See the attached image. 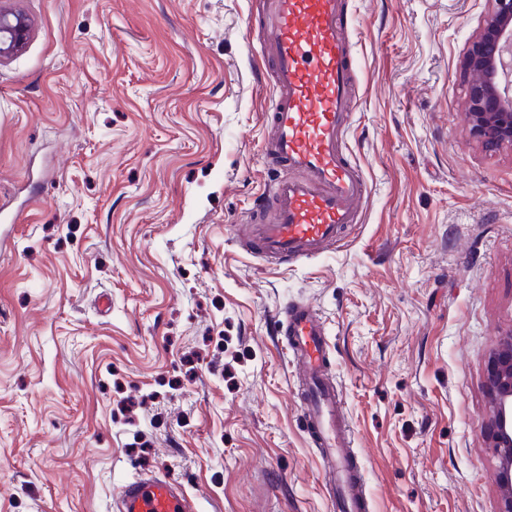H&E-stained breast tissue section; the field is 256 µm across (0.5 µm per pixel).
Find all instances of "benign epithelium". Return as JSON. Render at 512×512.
Segmentation results:
<instances>
[{
    "mask_svg": "<svg viewBox=\"0 0 512 512\" xmlns=\"http://www.w3.org/2000/svg\"><path fill=\"white\" fill-rule=\"evenodd\" d=\"M0 0V62L24 50L32 21ZM482 18L460 63L466 93L464 109L470 137L487 153L512 147V95H506L500 75L512 66V0H488ZM491 398L489 425L493 447L504 462L502 507L512 512V336L504 339L485 369Z\"/></svg>",
    "mask_w": 512,
    "mask_h": 512,
    "instance_id": "obj_1",
    "label": "benign epithelium"
}]
</instances>
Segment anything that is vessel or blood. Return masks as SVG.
<instances>
[{
  "label": "vessel or blood",
  "instance_id": "vessel-or-blood-1",
  "mask_svg": "<svg viewBox=\"0 0 512 512\" xmlns=\"http://www.w3.org/2000/svg\"><path fill=\"white\" fill-rule=\"evenodd\" d=\"M343 0H259L257 47L271 63L273 97L263 155L275 175L267 220L248 225L259 255L305 259L322 254L342 230L361 223L367 186L343 149L355 121L354 67ZM284 334L302 381V418L324 464L335 512H369L353 434L331 373L325 324L309 305L283 312ZM117 512H192L183 489L164 475L127 482Z\"/></svg>",
  "mask_w": 512,
  "mask_h": 512
}]
</instances>
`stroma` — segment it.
Listing matches in <instances>:
<instances>
[{
    "label": "stroma",
    "instance_id": "1",
    "mask_svg": "<svg viewBox=\"0 0 512 512\" xmlns=\"http://www.w3.org/2000/svg\"><path fill=\"white\" fill-rule=\"evenodd\" d=\"M345 2L364 219L280 263L238 234L266 216L255 0H13L33 31L0 63V512H115L162 473L195 512H333L273 328L301 301L371 512H499L512 148L470 140L459 71L489 3ZM512 334L504 339L485 369V385L491 398L490 440L504 462L502 507L512 512Z\"/></svg>",
    "mask_w": 512,
    "mask_h": 512
}]
</instances>
